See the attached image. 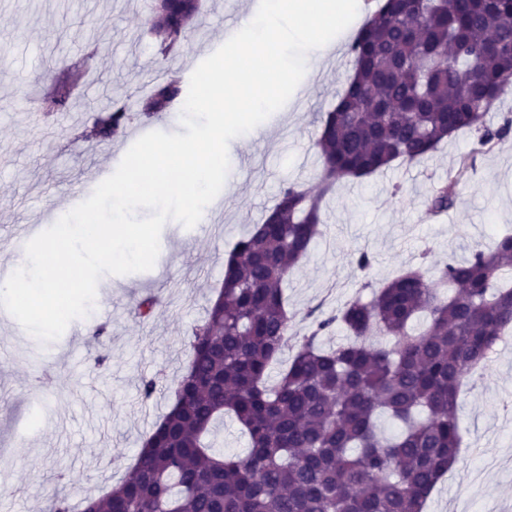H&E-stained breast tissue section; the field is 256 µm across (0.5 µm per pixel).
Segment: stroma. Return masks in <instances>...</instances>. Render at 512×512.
Segmentation results:
<instances>
[{
    "instance_id": "1",
    "label": "stroma",
    "mask_w": 512,
    "mask_h": 512,
    "mask_svg": "<svg viewBox=\"0 0 512 512\" xmlns=\"http://www.w3.org/2000/svg\"><path fill=\"white\" fill-rule=\"evenodd\" d=\"M250 8V0H207L190 48L162 62L142 32V0H0V68L7 75L0 80V265L13 256L16 225H53L82 202V186L115 171L138 136L181 132L174 106L160 119L134 118L108 143L81 141L109 93L140 97L171 73L190 78ZM97 43L103 52L67 110L48 112L45 91L64 65ZM353 64L345 45L323 60L274 141L229 149L221 203L208 209L207 222L190 229L166 222L153 268L112 276L111 292L97 291L92 311L57 340L23 342L20 324L0 317V512H48L58 492L77 504L123 477L169 408L170 389L190 360L192 329L224 277L229 250L262 221L282 188L315 189L319 117L335 105ZM474 146L464 131L421 163L339 181L323 204V236L284 284L296 314L292 333L306 332L310 308L327 313L354 297L370 298L364 282L379 285L423 263L462 261L470 247L512 232V135L460 170V157ZM450 178L456 203L432 217L426 198ZM359 251L373 258L368 271L353 262ZM147 297L157 305L144 320L134 305ZM91 323L103 328L101 338L88 331ZM100 354L107 358L102 369L93 365ZM155 374L163 387L142 401L141 380ZM462 398L460 462L425 512H512V413L503 411L512 406V337L474 373Z\"/></svg>"
}]
</instances>
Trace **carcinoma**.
I'll use <instances>...</instances> for the list:
<instances>
[{
	"mask_svg": "<svg viewBox=\"0 0 512 512\" xmlns=\"http://www.w3.org/2000/svg\"><path fill=\"white\" fill-rule=\"evenodd\" d=\"M206 0H151L145 32L158 55L192 42ZM350 52L354 69L321 119L318 190H281L263 221L234 244L172 403L124 477L82 512H424L458 462L465 378L512 333V235L429 275L408 269L314 317L309 334L271 381L288 346L283 284L321 235L323 199L342 179L420 162L461 131L481 147L512 132L489 112L512 86V0H378ZM97 50L67 70L54 95L64 112ZM184 94L168 79L137 100L138 115L169 111ZM121 98L99 108L88 142L125 133ZM456 202L454 180L434 187L427 209ZM341 328L348 340L325 347ZM383 345L369 342L375 334ZM231 415L245 430L243 455L214 448V425ZM386 415L397 430L385 435Z\"/></svg>",
	"mask_w": 512,
	"mask_h": 512,
	"instance_id": "cac0c4a2",
	"label": "carcinoma"
}]
</instances>
